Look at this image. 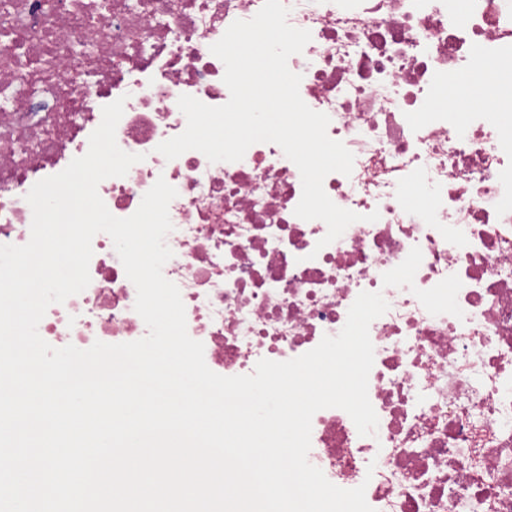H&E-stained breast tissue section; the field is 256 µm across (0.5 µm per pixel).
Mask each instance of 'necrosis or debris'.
Returning a JSON list of instances; mask_svg holds the SVG:
<instances>
[{
	"label": "necrosis or debris",
	"instance_id": "necrosis-or-debris-1",
	"mask_svg": "<svg viewBox=\"0 0 512 512\" xmlns=\"http://www.w3.org/2000/svg\"><path fill=\"white\" fill-rule=\"evenodd\" d=\"M310 42L288 60L300 96L354 155L323 187L360 214L337 240L294 210L297 166L273 143L235 162L160 143L187 125L178 99L230 92L211 46L264 0H0V245L26 244V195L89 149L102 109L124 99L116 142L140 155L98 193L115 217L158 178L173 186L163 275L189 336L222 376L253 373L337 335L364 291L373 320L368 397L375 435L339 408L312 418L308 460L374 512H512V84L493 106L459 104L444 81L512 74V0H284ZM94 44L77 60L76 43ZM377 221H367L370 213ZM90 283L49 306L38 333L89 348L145 337L137 291L108 234Z\"/></svg>",
	"mask_w": 512,
	"mask_h": 512
}]
</instances>
